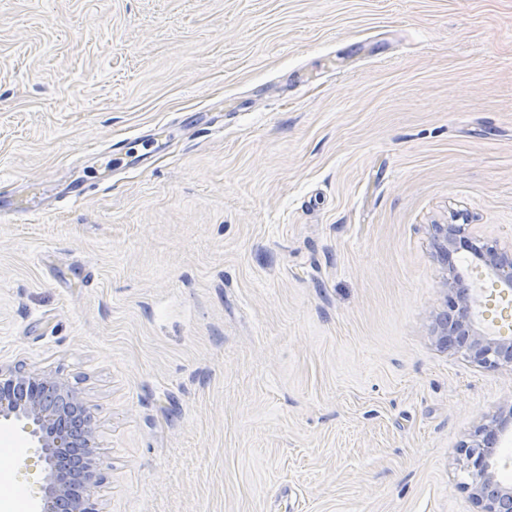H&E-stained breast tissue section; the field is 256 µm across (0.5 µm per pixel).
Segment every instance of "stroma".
<instances>
[{"mask_svg":"<svg viewBox=\"0 0 512 512\" xmlns=\"http://www.w3.org/2000/svg\"><path fill=\"white\" fill-rule=\"evenodd\" d=\"M47 184L0 368L87 403L98 512H475L512 370L435 343V227L512 250V0H0V204ZM512 434V407L492 417L475 432L471 443L462 444L458 459L460 471L466 481L461 486L470 491L476 512H511L512 488L503 485L492 470L491 459L500 439ZM482 438L479 440L477 437Z\"/></svg>","mask_w":512,"mask_h":512,"instance_id":"stroma-1","label":"stroma"}]
</instances>
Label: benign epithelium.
Segmentation results:
<instances>
[{"instance_id":"1","label":"benign epithelium","mask_w":512,"mask_h":512,"mask_svg":"<svg viewBox=\"0 0 512 512\" xmlns=\"http://www.w3.org/2000/svg\"><path fill=\"white\" fill-rule=\"evenodd\" d=\"M446 248L463 243L473 256L512 288V257L499 251L495 242L481 246L465 235L462 224L439 228ZM451 273L448 308L456 314L443 325L436 342L443 348L465 350L472 363L489 369H512V340L495 339L472 330L473 306L478 298L462 284L455 267ZM26 420L30 435L48 465L47 483L37 512H97L90 498L97 483L94 417L79 395L64 381L47 374L8 372L0 380V419ZM512 434V406L493 417L475 432V439L460 447L458 464L465 476L461 486L470 491L477 512H512V488L501 483L492 470L491 459L500 439Z\"/></svg>"}]
</instances>
